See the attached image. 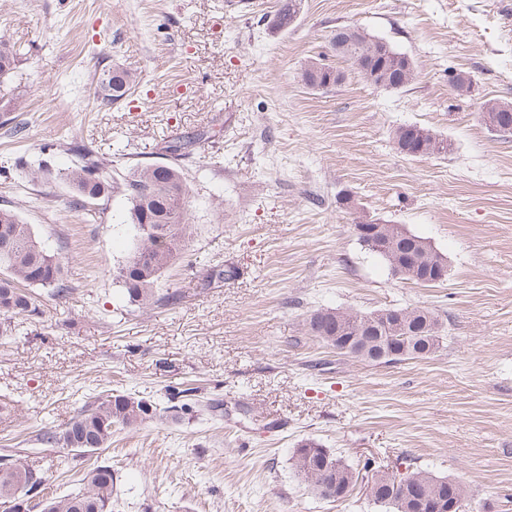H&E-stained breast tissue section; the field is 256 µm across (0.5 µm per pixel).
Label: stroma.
I'll list each match as a JSON object with an SVG mask.
<instances>
[{"label": "stroma", "mask_w": 512, "mask_h": 512, "mask_svg": "<svg viewBox=\"0 0 512 512\" xmlns=\"http://www.w3.org/2000/svg\"><path fill=\"white\" fill-rule=\"evenodd\" d=\"M277 8L0 0V42L18 58L0 83V202L74 288L65 299L36 289L42 318L0 335V455L44 471L30 512L78 487L50 468L67 453L37 444V429H64L93 392L163 402L188 384L221 410L116 431L86 456L111 466L114 512H380L362 489L333 501L298 478L292 456L307 439L357 470L371 460L454 478L467 512H512V135L481 114L487 100L512 103V0H303L285 31ZM341 25L406 53L413 82H364L330 43ZM317 58L341 84H304ZM115 68L137 80L109 104L102 78ZM452 71L469 73L471 94L450 88ZM406 124L448 139V155L399 154L392 133ZM187 133L208 139L206 156L181 161L196 265L161 279L179 305L141 312L112 281L132 247L127 202L71 207L68 146H92L121 174ZM23 166L48 175L22 181ZM357 209L425 238L446 278L395 276L358 240ZM210 262L237 274L201 288ZM322 308L426 309L442 343L426 358H352L308 332Z\"/></svg>", "instance_id": "1"}]
</instances>
